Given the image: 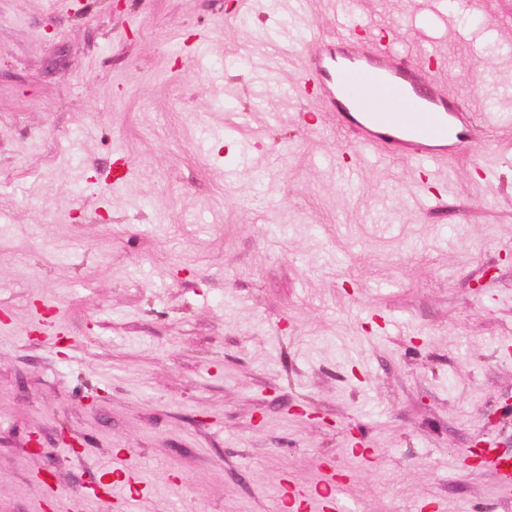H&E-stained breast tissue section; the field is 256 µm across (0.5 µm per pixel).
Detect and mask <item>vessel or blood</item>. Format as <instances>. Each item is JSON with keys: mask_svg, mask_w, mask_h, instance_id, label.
Instances as JSON below:
<instances>
[{"mask_svg": "<svg viewBox=\"0 0 512 512\" xmlns=\"http://www.w3.org/2000/svg\"><path fill=\"white\" fill-rule=\"evenodd\" d=\"M290 26L276 42V55L287 56L305 42L311 30L306 0H282ZM339 32L317 44L309 60L300 94H315L333 112L337 125L360 150L388 145L393 156L413 161L432 172L448 155L468 148L480 129L496 128L493 113L476 115L462 101L439 88L437 74L413 65L399 54L392 41L365 51L356 40L368 25L358 13L337 14ZM484 463L505 485L512 484V456L485 453ZM323 491L294 492L290 512H350L340 497L341 482L330 461H323ZM105 500L111 512H140L151 495L141 473L127 466L113 467Z\"/></svg>", "mask_w": 512, "mask_h": 512, "instance_id": "vessel-or-blood-1", "label": "vessel or blood"}]
</instances>
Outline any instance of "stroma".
I'll return each instance as SVG.
<instances>
[{
	"instance_id": "stroma-1",
	"label": "stroma",
	"mask_w": 512,
	"mask_h": 512,
	"mask_svg": "<svg viewBox=\"0 0 512 512\" xmlns=\"http://www.w3.org/2000/svg\"><path fill=\"white\" fill-rule=\"evenodd\" d=\"M238 3L0 0V512H68L118 453L148 512H286L325 458L358 512H512L462 457L512 454V0H358L506 123L445 182L357 158L295 93L309 45L254 96L281 16Z\"/></svg>"
}]
</instances>
